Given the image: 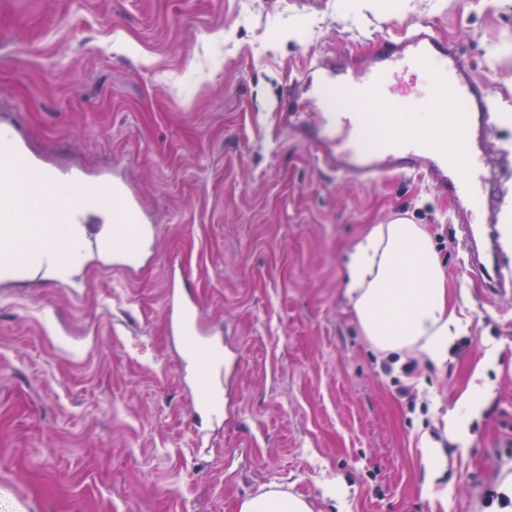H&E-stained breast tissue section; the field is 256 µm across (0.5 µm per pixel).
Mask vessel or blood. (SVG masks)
<instances>
[{
  "mask_svg": "<svg viewBox=\"0 0 512 512\" xmlns=\"http://www.w3.org/2000/svg\"><path fill=\"white\" fill-rule=\"evenodd\" d=\"M429 72L428 92L461 102L456 114L462 157L447 145H421L401 132L397 122L375 131L358 103L375 100L398 107L393 88ZM281 126L295 138L312 145L318 163L338 176L365 183L401 173L426 179L456 203L461 229L471 230L475 217H484L483 229L494 235L502 204L497 182L488 170L493 163L488 146L496 129L497 106L484 83L476 80L452 43L425 21L404 23L399 37H377L367 56L349 59L343 49L306 66L277 105ZM117 207L106 211L94 182L81 170L61 174L31 151L22 128L0 123V225L82 224L93 213L108 212L113 222L112 258L117 267L133 269L152 247L155 227L139 198L122 181L111 184ZM470 274L492 296L512 292L492 254H471ZM183 272L169 275L166 314L173 333L183 336L197 351L195 402L209 412L218 404L214 371L218 361L211 344L200 341V307L184 290Z\"/></svg>",
  "mask_w": 512,
  "mask_h": 512,
  "instance_id": "obj_1",
  "label": "vessel or blood"
}]
</instances>
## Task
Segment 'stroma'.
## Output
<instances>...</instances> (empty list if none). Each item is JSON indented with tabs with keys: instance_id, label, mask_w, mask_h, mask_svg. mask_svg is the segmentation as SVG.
Here are the masks:
<instances>
[{
	"instance_id": "stroma-1",
	"label": "stroma",
	"mask_w": 512,
	"mask_h": 512,
	"mask_svg": "<svg viewBox=\"0 0 512 512\" xmlns=\"http://www.w3.org/2000/svg\"><path fill=\"white\" fill-rule=\"evenodd\" d=\"M412 18L456 44L512 146V0H0V120L54 167L118 173L156 227L131 273L96 252L62 282L0 278V512H238L273 484L313 512H490L512 484V298L464 269L451 198L321 169L277 118L310 60ZM397 219L426 227L471 319L439 368L378 351L345 297L354 245ZM174 267L223 353L215 417L167 332ZM476 387L466 443L442 440Z\"/></svg>"
}]
</instances>
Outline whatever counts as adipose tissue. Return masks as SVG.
I'll return each instance as SVG.
<instances>
[{
	"label": "adipose tissue",
	"mask_w": 512,
	"mask_h": 512,
	"mask_svg": "<svg viewBox=\"0 0 512 512\" xmlns=\"http://www.w3.org/2000/svg\"><path fill=\"white\" fill-rule=\"evenodd\" d=\"M455 103L439 110L428 103L424 116L407 112L398 122L430 144L457 142ZM112 248V227L89 235L83 224H45L35 246L20 253L31 276L76 270L92 251ZM345 293L358 324L379 351H417L433 365L448 359V342L466 328L448 300L446 274L431 238L422 225L398 220L374 225L354 246L347 263ZM239 512H313L302 497L272 488L244 500Z\"/></svg>",
	"instance_id": "adipose-tissue-1"
}]
</instances>
